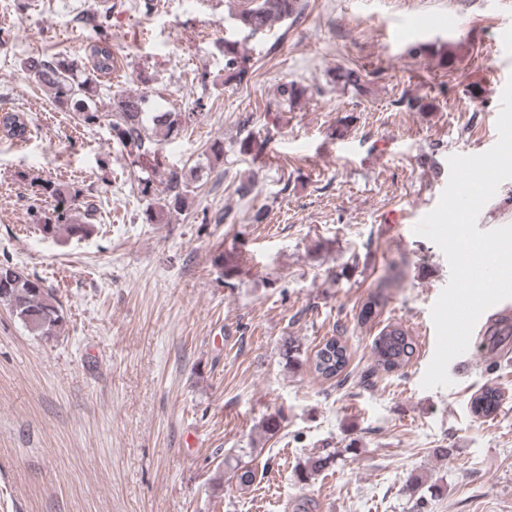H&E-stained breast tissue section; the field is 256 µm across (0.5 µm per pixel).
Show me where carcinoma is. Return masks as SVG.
<instances>
[{"mask_svg": "<svg viewBox=\"0 0 512 512\" xmlns=\"http://www.w3.org/2000/svg\"><path fill=\"white\" fill-rule=\"evenodd\" d=\"M308 9L307 0H249L248 6L234 14V31L222 40L224 54V84H239L250 73V58L239 48L236 34L249 37L272 31L288 21L297 22ZM83 28L102 32L111 26L109 11L83 13L76 17ZM116 58L112 53V40L97 38L86 48L85 61L79 63L61 54L38 55L26 58L22 70L34 82L46 89L55 105L72 112L77 123L91 127L100 122L103 114L97 103L100 99L102 79L112 74ZM281 98L294 102L306 94V88L286 82L280 86ZM196 117L194 112H154L150 100L143 93L122 94L109 122L112 141L126 153L129 166L135 174L139 194L147 201L143 212L145 223L160 224L165 216L178 213L188 206L190 182L199 175L166 169L162 145L174 140L185 126ZM32 120L25 112L0 113V136L25 141L30 138ZM266 140H259L251 132L239 139L242 154L260 153ZM38 195L52 199V212L41 217L39 231L53 239H84L95 232L94 216L98 205L94 199L81 202L78 213L74 202L78 193L51 179L37 182ZM384 292L367 299L359 311L358 322L373 321L384 304ZM0 306L6 308L29 332L45 340L61 334L65 324L62 305L52 290L38 276L26 274L9 264L0 263ZM483 336L495 347L512 336V322H489ZM417 343L408 330L398 325H387L374 339L373 353L376 367L390 372L407 366L416 354ZM311 373L324 380L339 378L349 362L347 346L338 336H332L307 357ZM499 396L491 388L482 389L470 397L472 413L486 418L495 413ZM329 458L311 456L298 471L301 481L327 467ZM237 483L249 487L255 480L252 467L240 461L233 466Z\"/></svg>", "mask_w": 512, "mask_h": 512, "instance_id": "1", "label": "carcinoma"}]
</instances>
